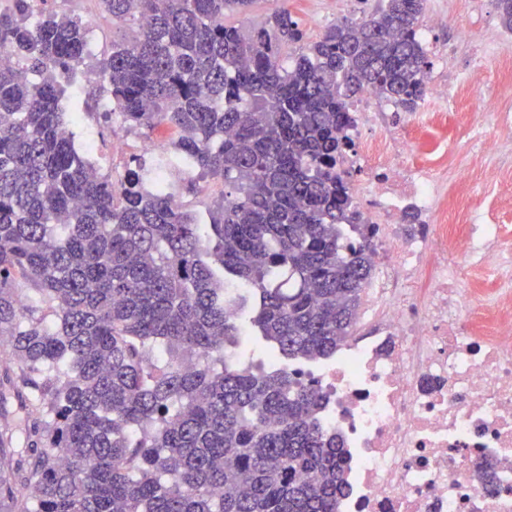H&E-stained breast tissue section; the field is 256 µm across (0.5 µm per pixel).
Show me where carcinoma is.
<instances>
[{
	"mask_svg": "<svg viewBox=\"0 0 512 512\" xmlns=\"http://www.w3.org/2000/svg\"><path fill=\"white\" fill-rule=\"evenodd\" d=\"M254 3L97 0L138 28L104 65L112 109L175 129L161 165L224 182L208 224L67 138L58 75L84 60V21L48 0L0 10L21 64L0 67V512H336L342 449L288 365L356 329L372 263L336 169L346 101L422 100L425 0L310 42L286 10L224 24ZM252 336L268 365L241 350Z\"/></svg>",
	"mask_w": 512,
	"mask_h": 512,
	"instance_id": "carcinoma-1",
	"label": "carcinoma"
}]
</instances>
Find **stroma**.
I'll list each match as a JSON object with an SVG mask.
<instances>
[{
  "label": "stroma",
  "mask_w": 512,
  "mask_h": 512,
  "mask_svg": "<svg viewBox=\"0 0 512 512\" xmlns=\"http://www.w3.org/2000/svg\"><path fill=\"white\" fill-rule=\"evenodd\" d=\"M376 6L375 0H255L247 15L226 13V25L242 22L260 24L275 11L285 9L299 22L309 37H319L326 27L342 18L363 19ZM50 9L68 15L92 18L88 30L89 50L78 71L86 78V96L78 104L79 116L73 128L77 139L93 138L99 145L98 168L101 174L119 178L127 169L134 167L138 155L135 147L141 141L153 139L162 142L176 140L175 130L159 127L155 131L125 123L121 116L103 119L102 114L110 107V94L103 80L102 64L112 51L114 40L128 34L123 24L112 21L111 17L99 13L93 0H51ZM427 10L437 12L442 21L432 28L430 41L447 46V58H434V68H447L449 74L468 67L472 45L460 42L461 28L476 32L477 43L482 44L485 53L481 60L482 73L475 77L469 97L458 98L450 104L448 118V173L457 175L467 171L471 165L468 152V126L474 119L480 98L499 97L501 103L512 108V95L501 92L498 79V55L502 50L512 51V31L505 29L499 18L496 0H427ZM126 139L130 145L126 153L113 155L109 145L113 138ZM223 189L220 179L206 177L197 180L194 186L179 182L176 187L177 201L194 209L200 222H207L208 209L218 200Z\"/></svg>",
  "instance_id": "1"
}]
</instances>
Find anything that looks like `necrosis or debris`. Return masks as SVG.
<instances>
[{
  "label": "necrosis or debris",
  "mask_w": 512,
  "mask_h": 512,
  "mask_svg": "<svg viewBox=\"0 0 512 512\" xmlns=\"http://www.w3.org/2000/svg\"><path fill=\"white\" fill-rule=\"evenodd\" d=\"M432 77L418 111L364 90L338 162L368 228L374 272L367 335L334 359L295 364L326 398L321 424L348 456L337 512H512V113L483 100L470 156L487 191L448 177V87Z\"/></svg>",
  "instance_id": "1"
}]
</instances>
